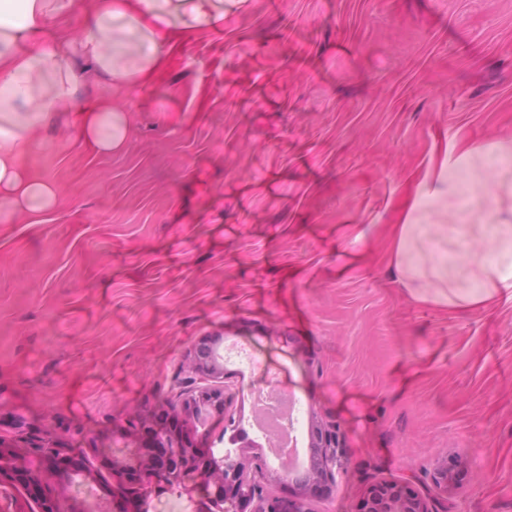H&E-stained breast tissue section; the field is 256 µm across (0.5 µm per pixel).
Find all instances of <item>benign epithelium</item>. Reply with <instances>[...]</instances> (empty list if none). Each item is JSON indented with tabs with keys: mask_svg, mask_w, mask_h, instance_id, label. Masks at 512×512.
<instances>
[{
	"mask_svg": "<svg viewBox=\"0 0 512 512\" xmlns=\"http://www.w3.org/2000/svg\"><path fill=\"white\" fill-rule=\"evenodd\" d=\"M223 339L214 337L191 354L184 367L191 376L179 384L168 399L170 410L206 421L219 417L230 422L234 394L224 386L230 372L224 368L220 352ZM310 447L316 449L317 466L301 478L284 476L253 453L257 444L251 440L238 443L220 457H212L210 465L199 470L191 465L197 449L178 433L157 429L156 446L166 449L163 455L143 451L139 439L122 434L112 440V476L123 486L127 500L140 505L148 502L163 487L175 486L180 494L192 496L198 488L206 492V512H310L309 502L326 497L336 486L337 469L341 468L337 448L341 447V429L335 422L322 423L310 415ZM84 436L65 444L47 431L33 440L20 431L6 437L0 434V477L14 471L20 461L36 468L52 471L61 484H70L73 475L56 469L68 452L83 447ZM104 453V448H90L82 454L86 466L85 482H98V471L90 460ZM455 462H442L434 468L433 492H424L408 478L377 482L369 486L356 506V512H435L437 497L457 488L453 469ZM292 487L289 495L270 492L267 482ZM40 512H101L97 505L83 500L61 507L57 495L48 492L39 500Z\"/></svg>",
	"mask_w": 512,
	"mask_h": 512,
	"instance_id": "benign-epithelium-1",
	"label": "benign epithelium"
}]
</instances>
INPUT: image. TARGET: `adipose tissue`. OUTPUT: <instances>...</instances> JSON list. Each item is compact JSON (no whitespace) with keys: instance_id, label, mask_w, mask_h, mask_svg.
<instances>
[{"instance_id":"ef3b65f1","label":"adipose tissue","mask_w":512,"mask_h":512,"mask_svg":"<svg viewBox=\"0 0 512 512\" xmlns=\"http://www.w3.org/2000/svg\"><path fill=\"white\" fill-rule=\"evenodd\" d=\"M0 9V224L56 220L60 190L32 164L50 137L63 136L105 157L123 152L132 127L126 109L131 91L152 85L175 53L194 38L178 21L182 0H7ZM84 9L77 32L57 23ZM76 112H68L70 104ZM512 156V135L486 145L458 139L415 175V188L398 207L391 229L392 260L401 279L402 255L420 225L458 190L456 174L473 158ZM488 268L468 288L442 282L419 292L466 312L512 301V223L490 236Z\"/></svg>"}]
</instances>
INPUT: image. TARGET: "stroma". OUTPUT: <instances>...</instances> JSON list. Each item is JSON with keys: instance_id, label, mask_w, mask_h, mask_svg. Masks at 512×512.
Listing matches in <instances>:
<instances>
[{"instance_id": "obj_1", "label": "stroma", "mask_w": 512, "mask_h": 512, "mask_svg": "<svg viewBox=\"0 0 512 512\" xmlns=\"http://www.w3.org/2000/svg\"><path fill=\"white\" fill-rule=\"evenodd\" d=\"M282 40L294 60L268 56ZM280 90L254 87L256 69ZM122 153L66 140L36 159L52 224H0V432L51 424L111 444L163 411L202 340L249 349L340 424L344 469L311 512H355L369 485L460 457L437 512H512V302H423L390 269V224L441 132L512 133V0H237L128 100ZM512 218V164L474 160L405 261L488 259L475 181ZM366 227L355 238L351 227Z\"/></svg>"}]
</instances>
